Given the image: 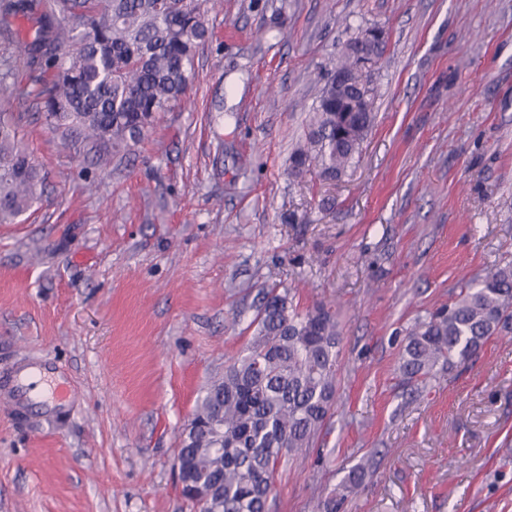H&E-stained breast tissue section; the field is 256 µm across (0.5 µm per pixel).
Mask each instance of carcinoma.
I'll use <instances>...</instances> for the list:
<instances>
[{
    "mask_svg": "<svg viewBox=\"0 0 512 512\" xmlns=\"http://www.w3.org/2000/svg\"><path fill=\"white\" fill-rule=\"evenodd\" d=\"M224 0H4L0 34L12 36L48 124L107 168L112 154L139 143L161 112L186 100L193 61L211 31L206 16ZM31 23L26 40L11 20ZM345 53L324 75L290 173L334 181L353 167L375 122L372 71L350 95L324 98ZM16 77L0 60V89ZM23 112L0 111V224L38 198L41 176L21 136ZM257 330L212 380L181 433L177 460L186 489L210 491L205 512H267L274 474L286 455L315 443L336 411L340 334L324 305L301 311L288 291L263 293ZM512 334V260L464 285L458 299L406 331L400 371L410 381L467 361L497 334Z\"/></svg>",
    "mask_w": 512,
    "mask_h": 512,
    "instance_id": "obj_1",
    "label": "carcinoma"
}]
</instances>
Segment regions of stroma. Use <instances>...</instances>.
<instances>
[{
  "mask_svg": "<svg viewBox=\"0 0 512 512\" xmlns=\"http://www.w3.org/2000/svg\"><path fill=\"white\" fill-rule=\"evenodd\" d=\"M208 23L189 101L104 171L14 62L0 110L29 113L45 181L0 224V369L52 357L76 396L55 423L0 408V512H200L179 435L273 287L330 306L340 356L335 414L268 512H512V335L426 383L398 370L416 320L512 259V0H224ZM373 26L359 162L289 176L324 66Z\"/></svg>",
  "mask_w": 512,
  "mask_h": 512,
  "instance_id": "1",
  "label": "stroma"
}]
</instances>
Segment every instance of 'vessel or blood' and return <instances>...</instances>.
Returning a JSON list of instances; mask_svg holds the SVG:
<instances>
[{
    "instance_id": "1",
    "label": "vessel or blood",
    "mask_w": 512,
    "mask_h": 512,
    "mask_svg": "<svg viewBox=\"0 0 512 512\" xmlns=\"http://www.w3.org/2000/svg\"><path fill=\"white\" fill-rule=\"evenodd\" d=\"M60 366L45 357L12 362L0 372V405L17 414L40 406L58 414L69 403Z\"/></svg>"
}]
</instances>
